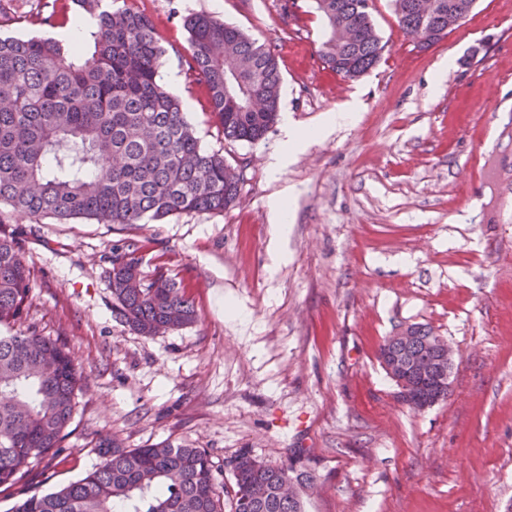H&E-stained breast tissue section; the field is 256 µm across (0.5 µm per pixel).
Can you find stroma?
Instances as JSON below:
<instances>
[{"instance_id": "stroma-1", "label": "stroma", "mask_w": 512, "mask_h": 512, "mask_svg": "<svg viewBox=\"0 0 512 512\" xmlns=\"http://www.w3.org/2000/svg\"><path fill=\"white\" fill-rule=\"evenodd\" d=\"M54 0H0V34L64 40L32 26ZM165 50L161 81L204 150L241 173L234 207L134 225L32 219L0 207L29 271L28 323L61 339L82 380L58 455L27 491L82 478L109 435L128 448L243 450L272 465L293 453L312 473L305 512H505L512 503V125L485 152L512 100V0H477L465 22L423 49L391 0H371L385 45L354 79L319 56L315 0H135ZM208 14L270 46L280 111L318 128L350 100L360 112L271 175L280 126L228 142L189 74L184 20ZM452 59L439 72L442 59ZM497 171L473 176L478 152ZM291 189L290 230L273 245L270 206ZM144 271L186 286L195 324L142 336L115 318L108 272L125 241ZM423 325L454 351L447 401L420 411L397 397L383 341Z\"/></svg>"}]
</instances>
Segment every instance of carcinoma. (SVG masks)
I'll list each match as a JSON object with an SVG mask.
<instances>
[{
    "instance_id": "cac0c4a2",
    "label": "carcinoma",
    "mask_w": 512,
    "mask_h": 512,
    "mask_svg": "<svg viewBox=\"0 0 512 512\" xmlns=\"http://www.w3.org/2000/svg\"><path fill=\"white\" fill-rule=\"evenodd\" d=\"M98 18L86 57L52 38L0 36V205L60 222L145 224L173 215L222 212L240 179L224 155L207 152L179 99L161 82L165 50L151 18L135 7L76 0ZM362 0H315L328 38L321 58L356 78L376 65L384 45ZM401 31L436 44L448 34V2L426 20L416 0H392ZM191 76L207 90L208 110L230 141L256 142L275 124L282 84L274 53L236 27L205 14L185 20ZM129 242L112 266V313L131 330L155 336L196 320L185 287L157 269L146 277ZM29 272L14 232L0 225V492L25 483L54 458L67 436L81 376L58 339L28 315ZM407 341L387 337L381 363L396 352L405 369L441 357L437 337L417 327ZM449 385L430 382L414 396L431 406ZM103 463L46 493L22 494L9 512H304L313 476L291 461L271 465L241 451L220 467L204 448L164 442L125 448L104 438ZM229 470L233 485L224 483Z\"/></svg>"
}]
</instances>
